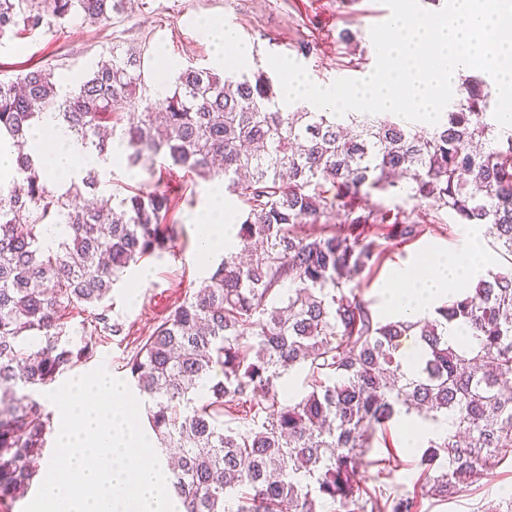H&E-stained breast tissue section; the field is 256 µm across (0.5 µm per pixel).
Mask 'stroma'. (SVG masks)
Listing matches in <instances>:
<instances>
[{
	"mask_svg": "<svg viewBox=\"0 0 512 512\" xmlns=\"http://www.w3.org/2000/svg\"><path fill=\"white\" fill-rule=\"evenodd\" d=\"M381 0H134L110 24L91 26L73 19L62 25L43 27L21 35L0 47V78H8L29 67L54 70L57 78L77 85L91 66L120 50L143 48L146 73H153L155 54L164 51L174 70L192 66L215 69L213 48L200 32L198 19L224 20L233 27L248 58L244 72L268 69V54L288 56L302 64L310 79L321 86L340 78L362 79L371 73L376 52L370 29L376 25ZM355 40L344 45L342 30ZM167 161H146L138 176H130L126 159L98 175L99 192L108 196L147 184L175 193L179 201L167 218L172 240L162 254L141 259L126 269L106 301L107 315L121 324L117 336L99 338L94 355L77 362L74 372L105 367L112 375L129 380L124 363L165 317L194 292L222 261V253L201 260L195 216L210 201V185L191 177L173 178ZM475 228L462 224L453 214L440 223L426 225L417 238L400 242L386 240L384 259L367 278L365 296L379 316H386L384 285L391 273L420 261L427 252L447 253L459 248L465 235ZM412 420L395 421L386 439H375L372 458L394 451L398 466L387 482L395 489L411 487L418 468V452L405 448L401 432ZM512 497V461L507 460L476 484L448 500L425 499L422 512H487L489 506Z\"/></svg>",
	"mask_w": 512,
	"mask_h": 512,
	"instance_id": "stroma-1",
	"label": "stroma"
}]
</instances>
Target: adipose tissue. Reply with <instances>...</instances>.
<instances>
[{
  "label": "adipose tissue",
  "instance_id": "adipose-tissue-1",
  "mask_svg": "<svg viewBox=\"0 0 512 512\" xmlns=\"http://www.w3.org/2000/svg\"><path fill=\"white\" fill-rule=\"evenodd\" d=\"M29 145L41 159L49 183L69 182L75 164L101 168L105 161L92 153L82 152L74 137L52 114H44L37 123ZM485 257L477 238L465 239L458 253L418 261L401 271L399 279L390 281L391 306L418 317L431 315L437 301L448 291L452 280H464L481 271Z\"/></svg>",
  "mask_w": 512,
  "mask_h": 512
}]
</instances>
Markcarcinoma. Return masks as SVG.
<instances>
[{"instance_id": "carcinoma-1", "label": "carcinoma", "mask_w": 512, "mask_h": 512, "mask_svg": "<svg viewBox=\"0 0 512 512\" xmlns=\"http://www.w3.org/2000/svg\"><path fill=\"white\" fill-rule=\"evenodd\" d=\"M122 0H0L3 39L81 15L105 24ZM143 50L112 53L60 92L50 70L0 78V138L17 154L0 182V499L24 498L37 477L51 415L34 398L91 357L96 337L118 335L103 302L119 275L166 248L175 197L134 189L97 195L90 169L51 191L26 151L52 111L100 157L119 136L130 164L163 157L199 179H222L243 204L238 243L126 362L159 443L174 451L171 487L185 512H420L512 459V133L495 135L489 93L475 77L431 131L391 113L283 112L263 71L221 76L187 67L174 90L146 89ZM139 112L116 134L117 106ZM496 147L487 146V141ZM405 193L411 209L375 194ZM453 213L482 225L507 264L423 320L381 321L363 273L381 262L380 239L410 240ZM320 235L302 231L333 216ZM89 311V336L71 337L69 306ZM469 340L448 342V326ZM421 354L409 375L401 341ZM308 371L311 391L280 399L282 378ZM220 371L221 376L214 375ZM447 422L426 441L411 492L369 489L362 467L383 475L393 451L368 459L376 434L401 414ZM237 416L241 426L224 427Z\"/></svg>"}]
</instances>
